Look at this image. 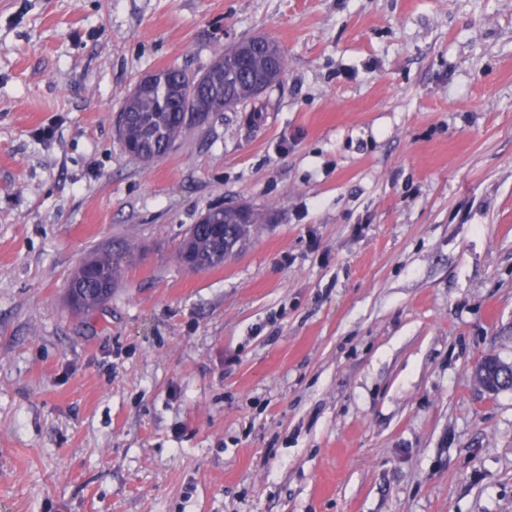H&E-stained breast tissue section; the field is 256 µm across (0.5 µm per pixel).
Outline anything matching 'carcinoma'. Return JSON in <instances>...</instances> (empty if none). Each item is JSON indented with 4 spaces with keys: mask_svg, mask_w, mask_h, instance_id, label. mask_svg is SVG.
Masks as SVG:
<instances>
[{
    "mask_svg": "<svg viewBox=\"0 0 512 512\" xmlns=\"http://www.w3.org/2000/svg\"><path fill=\"white\" fill-rule=\"evenodd\" d=\"M248 61L244 72L233 77L229 58L219 51L211 66L200 76L189 77L179 68L161 72L159 80L139 92L122 96L120 114L124 122L119 134L122 146H133L140 162L149 164L167 153L170 142L178 139L185 113L236 112L258 96L257 82L277 83L285 74L287 59L281 46L270 40L243 46ZM211 219L221 226L192 225L177 252L183 270L196 273L221 265L224 257L258 233L266 213L253 210L242 218L233 207H218ZM122 275L119 256L104 248L84 262L73 276L69 295L73 306L90 311L112 295V287Z\"/></svg>",
    "mask_w": 512,
    "mask_h": 512,
    "instance_id": "obj_1",
    "label": "carcinoma"
}]
</instances>
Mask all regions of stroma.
I'll list each match as a JSON object with an SVG mask.
<instances>
[{
    "instance_id": "obj_1",
    "label": "stroma",
    "mask_w": 512,
    "mask_h": 512,
    "mask_svg": "<svg viewBox=\"0 0 512 512\" xmlns=\"http://www.w3.org/2000/svg\"><path fill=\"white\" fill-rule=\"evenodd\" d=\"M287 70L164 157L122 95ZM269 224L176 253L214 206ZM136 240L111 297L70 279ZM512 0H0V512H512ZM241 215H246L251 207L240 203L236 206ZM233 207L217 206L211 213V219L220 224L222 232L209 224H193L177 252V261L187 274L201 272L221 265L224 257L243 245L258 233L261 224H265L266 213L251 210L243 219Z\"/></svg>"
}]
</instances>
